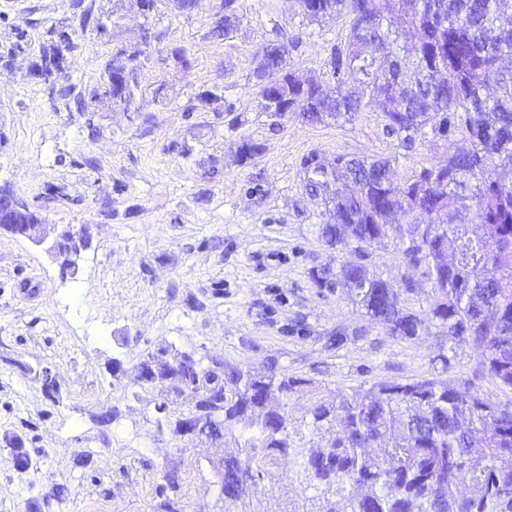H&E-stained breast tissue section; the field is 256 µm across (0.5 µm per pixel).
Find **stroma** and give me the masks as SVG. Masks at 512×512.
Returning a JSON list of instances; mask_svg holds the SVG:
<instances>
[{"label": "stroma", "mask_w": 512, "mask_h": 512, "mask_svg": "<svg viewBox=\"0 0 512 512\" xmlns=\"http://www.w3.org/2000/svg\"><path fill=\"white\" fill-rule=\"evenodd\" d=\"M113 5L0 0V186L40 209L47 228L91 234L71 276L45 248L0 231V512H161L158 485L169 470L180 478L181 512H224L210 465L216 449L159 431L156 395L137 383L136 364L162 347L310 379L328 400L437 376L512 403L479 352L449 342L431 319L424 269L407 266L392 240L364 246L363 261L392 288L407 276L416 282L405 305L425 320L417 338L389 336L341 289L313 280L353 254L320 237L329 217L303 190L305 154L391 157L403 179L451 149L429 134L402 157L373 101L346 122L261 110L255 73L273 29L299 40L289 68L332 90L331 49L347 43L349 17L317 22L297 0H237L240 24L219 40L209 30L221 0H195L188 11L156 0L146 18L123 0L119 27L99 35L83 26ZM145 24L154 39L141 56L133 110L98 102L116 47L138 45ZM59 26L79 48L52 87L30 70ZM71 83L87 111L62 94ZM211 91L231 111H216ZM244 137L262 151L242 163L235 151ZM21 362L31 374L19 372ZM44 365L55 370L57 399L33 376ZM112 410V424L99 426L96 416ZM17 436L34 469L15 468L9 441ZM56 484L66 486L63 497H54Z\"/></svg>", "instance_id": "35a3bbf8"}]
</instances>
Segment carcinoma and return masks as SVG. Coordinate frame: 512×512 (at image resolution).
Returning <instances> with one entry per match:
<instances>
[{
	"instance_id": "cac0c4a2",
	"label": "carcinoma",
	"mask_w": 512,
	"mask_h": 512,
	"mask_svg": "<svg viewBox=\"0 0 512 512\" xmlns=\"http://www.w3.org/2000/svg\"><path fill=\"white\" fill-rule=\"evenodd\" d=\"M313 20L351 18L348 43L331 53L333 76L351 91L336 96L304 86L295 72L262 95L276 105L306 100L303 118L349 120L377 92L383 130L410 154L431 131L460 137L463 145L439 165L396 180L387 159L339 155L329 169L311 151L301 159L305 193L336 209V223L320 236L342 253L361 252L372 241L396 242L409 266H425L433 288L430 314L447 328L448 340L462 337L482 356L481 366L500 386L512 390V71L501 61L512 56V22H501V0H301ZM415 30L412 75L405 74L396 20ZM39 47L33 74L51 77L77 44L57 28ZM142 50L119 48L112 71L110 103L130 109L138 88ZM110 71V72H112ZM105 72L103 81H108ZM498 74L496 93L487 78ZM473 208L477 224L453 223L460 208ZM425 214L428 224L414 223ZM88 247L82 235H66L53 256L63 271L75 272ZM320 288H341L388 335L412 340L424 325L405 307L416 290L410 277L394 290L360 262L314 275ZM35 372L54 401L56 385ZM144 389H159L158 426L181 435L197 417L211 423L202 436L224 446L237 426L249 430L234 442L236 456L219 460L224 512H247L245 498L278 478L282 458L298 461L297 480L320 491L292 512H512V405L488 394L463 392L438 377L384 382L328 402L313 382L290 376L259 375L237 364L204 367L186 351L161 348L137 366ZM185 392L191 410L172 418L176 395ZM305 396L309 419L293 422L288 400ZM320 439L305 444L306 435ZM178 478L163 476L158 493L162 512H180L167 492Z\"/></svg>"
}]
</instances>
